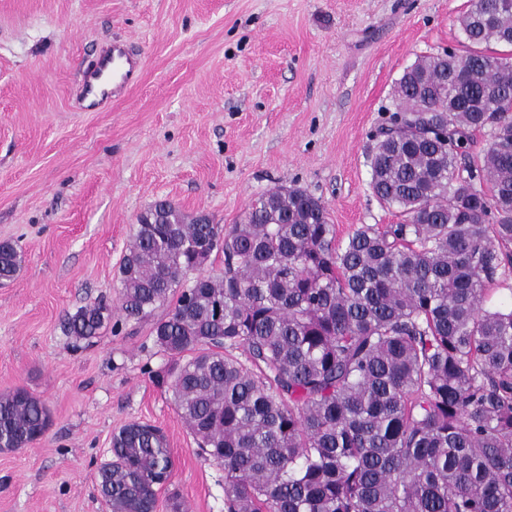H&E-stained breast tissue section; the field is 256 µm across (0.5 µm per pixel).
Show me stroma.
<instances>
[{"label":"stroma","mask_w":512,"mask_h":512,"mask_svg":"<svg viewBox=\"0 0 512 512\" xmlns=\"http://www.w3.org/2000/svg\"><path fill=\"white\" fill-rule=\"evenodd\" d=\"M468 0H0V393L27 389L46 433L0 452V512H110L99 466L122 426L164 431L173 460L157 512H224V470L181 419L151 324L92 341L67 315L116 303L138 216L160 199L222 226L277 186L322 199L345 239L394 224L370 188L372 135L423 54L466 55ZM125 42L141 80L101 112L79 78ZM18 251L11 244L0 245V281L14 279L18 272Z\"/></svg>","instance_id":"stroma-1"}]
</instances>
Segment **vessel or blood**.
<instances>
[{
  "label": "vessel or blood",
  "mask_w": 512,
  "mask_h": 512,
  "mask_svg": "<svg viewBox=\"0 0 512 512\" xmlns=\"http://www.w3.org/2000/svg\"><path fill=\"white\" fill-rule=\"evenodd\" d=\"M142 70L140 58L131 55L123 44H113L93 68L81 74V93L86 109H97L108 98L125 95L138 83Z\"/></svg>",
  "instance_id": "obj_1"
}]
</instances>
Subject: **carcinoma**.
<instances>
[{
    "label": "carcinoma",
    "mask_w": 512,
    "mask_h": 512,
    "mask_svg": "<svg viewBox=\"0 0 512 512\" xmlns=\"http://www.w3.org/2000/svg\"><path fill=\"white\" fill-rule=\"evenodd\" d=\"M459 24L467 55L403 70L367 157L400 222L338 243L296 186L228 228L166 199L138 218L118 309L153 319L179 415L224 468L225 512H512V6L470 0ZM17 272L0 245V281ZM111 320L86 305L65 332L89 342ZM49 424L29 391L0 394V450ZM110 453L97 481L112 512H155L163 430L129 423Z\"/></svg>",
    "instance_id": "1"
}]
</instances>
